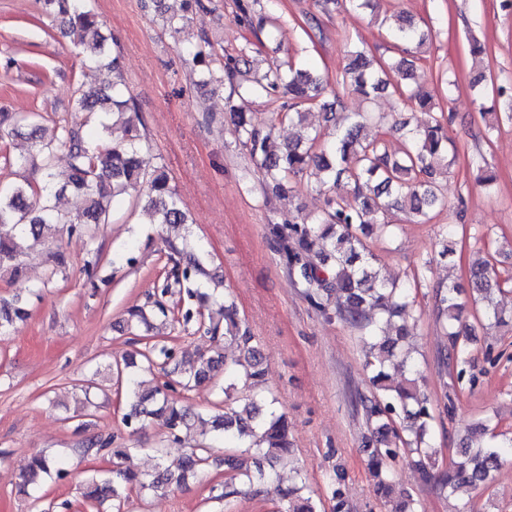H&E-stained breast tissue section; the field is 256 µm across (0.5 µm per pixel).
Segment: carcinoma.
Wrapping results in <instances>:
<instances>
[{"label": "carcinoma", "instance_id": "carcinoma-1", "mask_svg": "<svg viewBox=\"0 0 512 512\" xmlns=\"http://www.w3.org/2000/svg\"><path fill=\"white\" fill-rule=\"evenodd\" d=\"M42 4L47 14L62 20V36L82 56L73 111L82 114L84 121L77 127L65 126L43 141L38 156L19 155L12 160L20 169L40 168L44 177L36 183L26 179L0 185V269L19 276L28 239H40L54 224H67L72 233H87L91 225L110 220L117 197L141 189L152 223L166 225L175 235L165 239L167 261L160 298L127 310L130 334L141 328L149 332L154 320L172 325L180 320L188 323L197 316L199 329L209 337L213 349L190 361L173 346L148 343L144 350L115 362L113 372L121 384L125 407L124 425L135 432L144 429L149 419L162 417L170 437L179 441L181 433L191 430L203 417L182 404L178 392L188 393L205 382L212 383L224 394V411L209 417L212 438L235 443L224 454V466L241 475L255 492H274L285 512H319L315 493L302 475L285 486L275 472V460L291 453L293 444L288 418L272 410L262 396L268 372L258 339L239 317L229 291L222 295L205 291L214 275L179 233L190 223V217L168 173L161 167L151 172L143 168L140 154L146 138L137 131L129 99L117 80L118 59L108 53L97 17L86 0H42ZM391 38L402 49L387 59L375 57L350 40L345 64L336 77L337 89L363 99L390 90L401 104L418 107L426 120L410 128L404 121L389 122L385 114L350 112L345 124L334 126L329 142L323 140L321 126L309 123V117L320 110L324 122L332 121L333 107H342V98L321 99L322 80L317 70L287 61L251 77V61L243 55L226 59L191 42L183 44V49L201 66V83L217 87L227 83L231 94L242 99H272L282 92L288 95V102L276 108L275 119L307 126L308 145L278 146L272 127H259L241 108L230 107L254 167L273 192L285 193L303 176L335 192L328 208L288 224H269L267 236L288 274L297 277L310 305L325 319H337L361 333L365 367L371 373L374 392L370 397L358 396L356 402L372 425L367 460L372 492L378 500L397 499L395 512H415L412 495L396 481V466L404 455L417 456L415 463L424 481L454 494L491 486L502 466L512 460V437L488 447L461 448L448 467L438 469L441 449L429 435L434 414L431 398L423 389V373L412 360L410 348L403 345L405 330L399 329L393 337L387 331L393 317L413 306L412 288L420 285L423 275L415 276L411 283L379 278L372 266L375 254L369 239L392 235L396 228L392 217L398 213L410 223H425L445 209L436 175L451 165L449 118L435 110L427 91L389 80L391 72L403 80L414 78L419 60L416 51L424 46L426 34L412 17L399 15L391 27ZM472 88L488 128L512 122V86L499 85L494 77L481 72L473 79ZM5 123L9 135L23 125L32 126L36 133L41 131L31 115L11 119L3 115L0 126ZM90 123L97 128L93 140L82 134ZM392 133L401 137V147L393 154L387 139ZM61 148L69 155V174L63 182L53 172L54 157ZM69 188L85 197V207L74 215L60 212L55 204L57 196ZM500 287L490 263L471 271L469 292L475 317L497 327L512 326V312L500 308L492 297ZM462 292V286L455 283L434 291L443 335L448 340L445 360L455 369L459 385L474 381ZM26 316L19 300L0 305V334L9 333ZM228 342L242 355L231 365L224 357ZM390 362L396 363L400 378L390 374ZM155 369L162 372L164 381L146 392L141 389L139 374ZM239 388L249 392L242 400L232 397ZM92 449L107 456H127V449L112 448L110 434L86 439L75 452L83 455ZM210 457L211 447L201 441L176 467L161 463L151 474L117 462L112 470L88 479L83 496L95 512H126L130 492L164 495L172 486L204 472ZM52 475L61 480L68 471L56 456L38 452L22 472L19 489L29 496ZM343 480L344 474L334 469L331 512H353L354 506L342 490Z\"/></svg>", "mask_w": 512, "mask_h": 512}]
</instances>
